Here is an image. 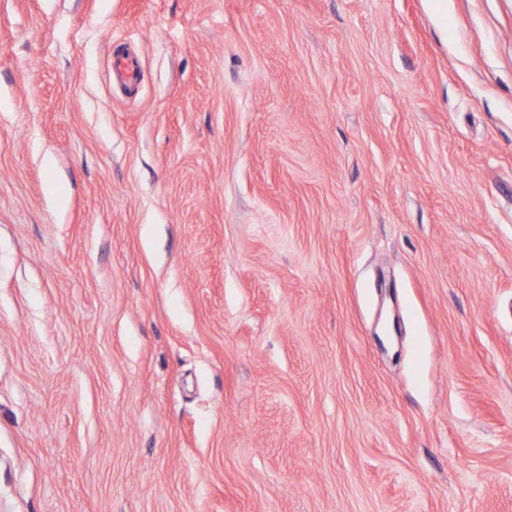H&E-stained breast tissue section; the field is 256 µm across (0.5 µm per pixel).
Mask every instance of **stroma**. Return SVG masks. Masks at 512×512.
Returning a JSON list of instances; mask_svg holds the SVG:
<instances>
[{"label":"stroma","mask_w":512,"mask_h":512,"mask_svg":"<svg viewBox=\"0 0 512 512\" xmlns=\"http://www.w3.org/2000/svg\"><path fill=\"white\" fill-rule=\"evenodd\" d=\"M0 512H512V0H0Z\"/></svg>","instance_id":"35a3bbf8"}]
</instances>
